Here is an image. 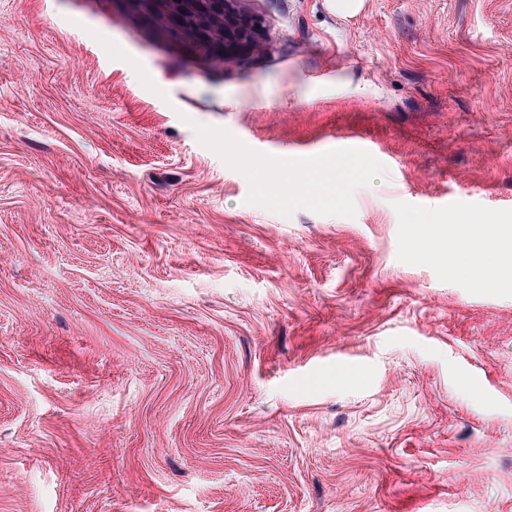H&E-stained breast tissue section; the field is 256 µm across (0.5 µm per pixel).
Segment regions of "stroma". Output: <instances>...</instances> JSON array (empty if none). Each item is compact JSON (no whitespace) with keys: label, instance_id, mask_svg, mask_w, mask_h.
Masks as SVG:
<instances>
[{"label":"stroma","instance_id":"stroma-1","mask_svg":"<svg viewBox=\"0 0 512 512\" xmlns=\"http://www.w3.org/2000/svg\"><path fill=\"white\" fill-rule=\"evenodd\" d=\"M355 2L0 0V512H512V0ZM236 0H176L177 9L165 15L169 30L179 32L184 30L187 17L190 16L200 3L208 5L210 12L224 13V56L233 57L245 50H253L258 46L256 34L260 24L256 19L239 15L235 7ZM373 154L372 145L358 137H349L344 140V144L336 154V165L343 167H353L363 156ZM433 231L431 242L435 245L436 258L446 261L450 258L456 270L465 271L469 268L473 281L479 284L487 283L490 274L501 272L508 265V256L496 252L488 245L480 254H473L469 250L470 238H484V224H437Z\"/></svg>","mask_w":512,"mask_h":512}]
</instances>
